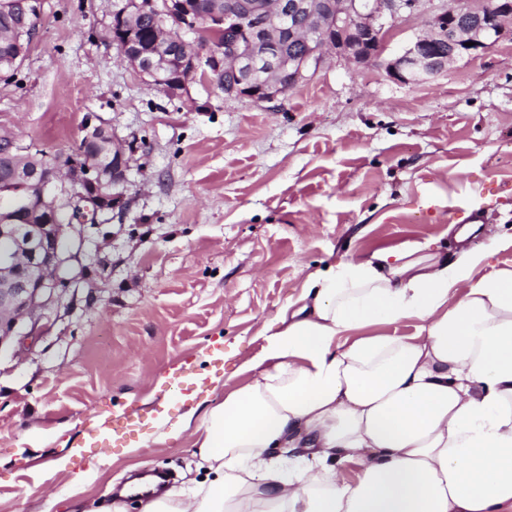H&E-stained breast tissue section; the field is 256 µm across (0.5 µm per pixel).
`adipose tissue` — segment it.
<instances>
[{
	"label": "adipose tissue",
	"mask_w": 512,
	"mask_h": 512,
	"mask_svg": "<svg viewBox=\"0 0 512 512\" xmlns=\"http://www.w3.org/2000/svg\"><path fill=\"white\" fill-rule=\"evenodd\" d=\"M503 246L450 261L412 241L311 273L245 383L156 423L205 477L140 512H512V268L484 270Z\"/></svg>",
	"instance_id": "1"
}]
</instances>
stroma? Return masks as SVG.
Returning a JSON list of instances; mask_svg holds the SVG:
<instances>
[{"label":"stroma","instance_id":"stroma-1","mask_svg":"<svg viewBox=\"0 0 512 512\" xmlns=\"http://www.w3.org/2000/svg\"><path fill=\"white\" fill-rule=\"evenodd\" d=\"M118 2L44 0L25 60L0 77V134L68 153L94 114L127 161L112 208L67 227L58 285L23 321L34 340L0 352V512L24 485L25 512L66 491L90 459L41 483L29 469L82 445L90 422L132 408L177 420L159 377L194 363L228 379L316 270L409 240L455 256L452 223L512 236V38L415 86L331 55L270 102L200 74L170 95L108 39ZM447 2L388 23L385 56ZM218 340L222 355L197 363ZM108 454L87 500L133 471L188 480L195 462L186 438Z\"/></svg>","mask_w":512,"mask_h":512}]
</instances>
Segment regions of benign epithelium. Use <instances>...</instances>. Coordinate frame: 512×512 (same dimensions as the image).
<instances>
[{"label":"benign epithelium","instance_id":"7a95c632","mask_svg":"<svg viewBox=\"0 0 512 512\" xmlns=\"http://www.w3.org/2000/svg\"><path fill=\"white\" fill-rule=\"evenodd\" d=\"M469 2L453 0L434 11L427 30L390 59L382 58V31L412 13L419 0H224V11L212 17L177 10L170 0H138L139 9L156 14L160 34L141 43L124 10L113 14L110 35L121 55L162 91L171 68L183 89L198 71L207 69L215 79L229 66L235 81L225 93L263 102L299 84L333 51L356 64L377 63L394 81L417 85L512 35V0H486L480 8ZM301 16L307 17L302 29L296 24ZM298 41L306 52L287 50ZM103 132L112 134L86 116L77 157L68 166L50 164L43 175L20 162L31 145L0 135V154L14 157V181L34 192L12 197L0 209V347L19 335L20 321L56 288L64 228L84 223L89 210L112 208V196L101 192L110 185Z\"/></svg>","mask_w":512,"mask_h":512}]
</instances>
